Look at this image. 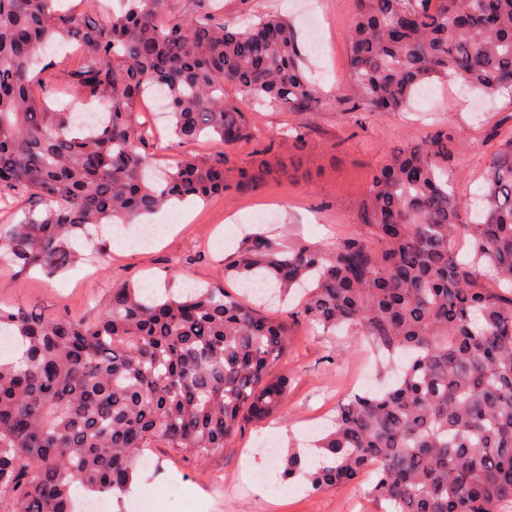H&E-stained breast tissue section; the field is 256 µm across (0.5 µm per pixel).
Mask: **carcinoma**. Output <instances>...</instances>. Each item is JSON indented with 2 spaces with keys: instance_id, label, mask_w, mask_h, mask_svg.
<instances>
[{
  "instance_id": "carcinoma-1",
  "label": "carcinoma",
  "mask_w": 512,
  "mask_h": 512,
  "mask_svg": "<svg viewBox=\"0 0 512 512\" xmlns=\"http://www.w3.org/2000/svg\"><path fill=\"white\" fill-rule=\"evenodd\" d=\"M0 0V194L31 199L0 225V261L53 277L79 258L73 242L104 224H132L173 200L252 192L273 168L238 89L283 112L324 105L294 29L275 13L246 27L215 0L189 17L169 0ZM342 112H398L435 80L512 90V0H357ZM82 48L65 93L102 100L82 126L39 95L57 81L40 51ZM165 101L180 142L208 136L224 152L182 153L164 168L136 119L144 94ZM448 131L395 153L373 175L365 231L325 248L245 239L229 274L260 281L326 333L353 331L403 365L387 388L353 394L315 441L321 463L293 452L286 479L315 492L359 483L391 512H512V139L491 159L476 219L465 222L448 182ZM468 237L473 254L459 256ZM250 292L189 288L151 296L122 285L90 320L0 305V331L20 358L0 360V512H76L74 489L131 491L145 451L161 443L194 458L218 453L249 422L273 417L288 382L270 373L288 352V322L259 313Z\"/></svg>"
}]
</instances>
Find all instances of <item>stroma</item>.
Listing matches in <instances>:
<instances>
[{
    "label": "stroma",
    "instance_id": "1",
    "mask_svg": "<svg viewBox=\"0 0 512 512\" xmlns=\"http://www.w3.org/2000/svg\"><path fill=\"white\" fill-rule=\"evenodd\" d=\"M224 19L240 22L250 15L274 11L296 31L305 63L329 93L355 96L347 82L346 33L356 13V0H223ZM317 9L323 45L313 49L304 17ZM250 120L275 145L270 160L291 158L288 175L268 178L257 191L188 201L173 223L151 218L160 233L143 248L115 247L114 225H104L92 241L79 242L84 252H98L95 266L80 262L55 277L34 271L17 276L0 267V302L46 316L65 314L92 318L108 301L112 288L126 284L161 295L176 294L195 284L228 288L226 274L245 234L270 231L283 245L307 242L325 247L360 230L361 210L371 176L392 154L422 142L433 131L447 129L458 149L452 165L454 196L463 218H470L484 182V172L500 145L512 137V95L485 96L456 83L435 84L408 112L340 111L329 102L310 112H281L250 107ZM307 134L295 148L296 130ZM287 356L271 367L287 378L288 400L269 420L249 423L227 447L203 460L173 448L151 450V466L142 484L161 488L168 512H384L363 487L340 485L315 492L303 479L288 481L287 492H271L279 477L278 459L265 455V439H275L280 457L297 452L314 462L312 442L332 425L336 408L359 386L388 382L384 359L369 356L363 337L328 336L304 320L292 321ZM250 474H243V464ZM205 497L187 496V489Z\"/></svg>",
    "mask_w": 512,
    "mask_h": 512
}]
</instances>
